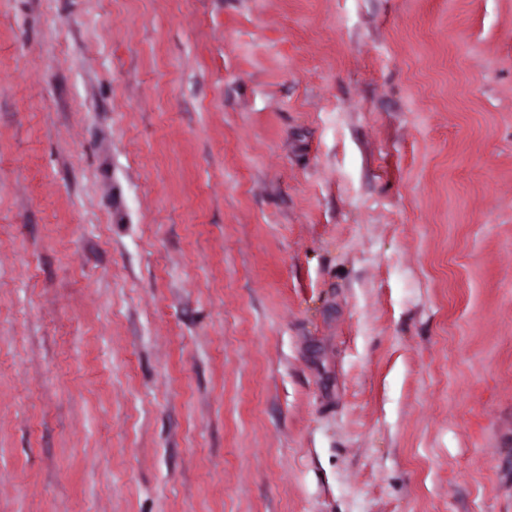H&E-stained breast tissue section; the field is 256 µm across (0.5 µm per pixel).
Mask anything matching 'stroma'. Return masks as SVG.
Returning <instances> with one entry per match:
<instances>
[{"mask_svg": "<svg viewBox=\"0 0 512 512\" xmlns=\"http://www.w3.org/2000/svg\"><path fill=\"white\" fill-rule=\"evenodd\" d=\"M0 512H512V0H0Z\"/></svg>", "mask_w": 512, "mask_h": 512, "instance_id": "stroma-1", "label": "stroma"}]
</instances>
